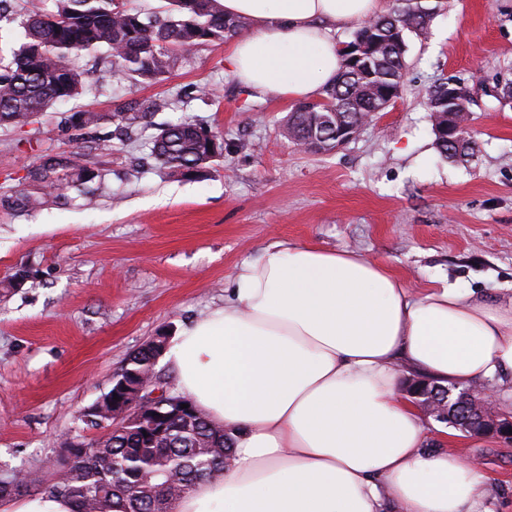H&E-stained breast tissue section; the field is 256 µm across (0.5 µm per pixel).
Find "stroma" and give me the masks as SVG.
Listing matches in <instances>:
<instances>
[{
  "mask_svg": "<svg viewBox=\"0 0 512 512\" xmlns=\"http://www.w3.org/2000/svg\"><path fill=\"white\" fill-rule=\"evenodd\" d=\"M427 27L406 37L400 99L357 136L303 151L283 134L294 102L255 98L226 72L225 45H204L164 79L112 73L105 52L75 61L85 89L24 128L0 126V466L51 478L66 436L92 438L81 414L130 357L159 335L178 336L224 304L237 265L274 240L352 249L386 262L411 290L476 288L512 299V98L484 92L512 80V0H425ZM491 59L479 70L476 55ZM464 80L474 92L475 156L453 163L435 147L427 94ZM189 87L206 88L198 98ZM170 105L145 128L115 115L151 100ZM102 115L97 133L72 126ZM183 120L223 136L205 175H165L148 142ZM81 151L102 175L94 205L69 190L47 209L8 207L44 155ZM423 448L452 442L492 478V512H512V445L475 440L424 421Z\"/></svg>",
  "mask_w": 512,
  "mask_h": 512,
  "instance_id": "obj_1",
  "label": "stroma"
}]
</instances>
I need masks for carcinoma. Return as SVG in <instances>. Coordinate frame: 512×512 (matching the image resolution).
Listing matches in <instances>:
<instances>
[{
	"label": "carcinoma",
	"instance_id": "obj_1",
	"mask_svg": "<svg viewBox=\"0 0 512 512\" xmlns=\"http://www.w3.org/2000/svg\"><path fill=\"white\" fill-rule=\"evenodd\" d=\"M432 16L421 0H397L388 15L360 23L344 53L336 82L324 88L318 104H298L285 125L288 139L305 144L340 122L351 123L373 112L399 90L406 70L405 34L423 30ZM244 23L224 13L222 0H166L152 13L127 8L119 0H55L53 11L21 16L23 43L5 65L0 63V125L23 128L35 114L81 93L82 73L71 58L105 50L112 72L122 77L156 81L182 58L205 44L222 43L239 33ZM434 128L443 114L455 111L444 84L428 93ZM164 100L140 112H119L126 127L148 123ZM101 116L79 112L73 125L95 129ZM439 153L451 162L473 157V139L452 146L436 138ZM155 159L172 178L205 171L224 153V140H212L210 130L183 121L158 129L151 138ZM92 179L87 155L74 152L66 160L48 159L30 171L33 188L20 206L36 210ZM153 353L143 347L129 359L127 370L147 375L155 369ZM88 427L106 430L97 438L63 442L64 454L52 475L51 493L68 498L73 512H173L178 497L224 470L231 438L224 427L197 409L187 423L171 422L163 431L146 422L122 430L112 428V392L80 416ZM44 483L40 471L0 473V498L20 496Z\"/></svg>",
	"mask_w": 512,
	"mask_h": 512
}]
</instances>
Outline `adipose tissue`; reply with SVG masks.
Segmentation results:
<instances>
[{"mask_svg": "<svg viewBox=\"0 0 512 512\" xmlns=\"http://www.w3.org/2000/svg\"><path fill=\"white\" fill-rule=\"evenodd\" d=\"M249 31L224 65L256 96L318 98L341 66L337 31L384 0H223ZM168 359L178 391L234 438L232 463L174 512H485L490 477L425 427L402 369L441 386L512 381V300L406 288L385 263L274 241L242 260L222 307Z\"/></svg>", "mask_w": 512, "mask_h": 512, "instance_id": "1", "label": "adipose tissue"}]
</instances>
